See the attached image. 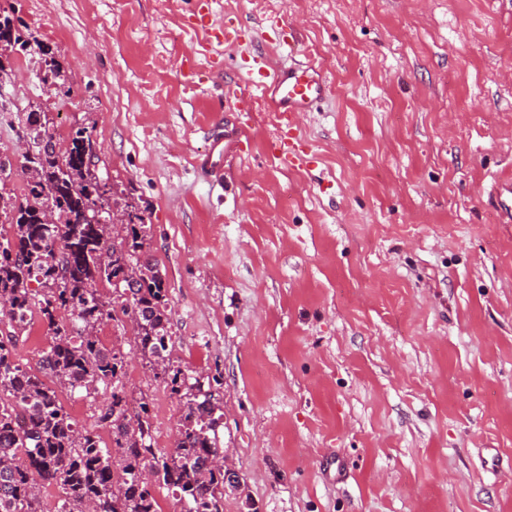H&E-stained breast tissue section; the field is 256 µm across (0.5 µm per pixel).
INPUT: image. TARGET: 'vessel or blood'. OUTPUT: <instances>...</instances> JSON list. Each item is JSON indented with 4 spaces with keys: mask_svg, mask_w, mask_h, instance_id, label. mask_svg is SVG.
Returning a JSON list of instances; mask_svg holds the SVG:
<instances>
[{
    "mask_svg": "<svg viewBox=\"0 0 512 512\" xmlns=\"http://www.w3.org/2000/svg\"><path fill=\"white\" fill-rule=\"evenodd\" d=\"M248 75L278 120L277 133L267 144L268 151L284 165H306V152L292 132L296 118L317 111L326 98L330 87L327 74L320 65L306 60L288 67L262 66L249 70Z\"/></svg>",
    "mask_w": 512,
    "mask_h": 512,
    "instance_id": "vessel-or-blood-1",
    "label": "vessel or blood"
}]
</instances>
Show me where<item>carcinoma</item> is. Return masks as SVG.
Masks as SVG:
<instances>
[{"label": "carcinoma", "instance_id": "carcinoma-1", "mask_svg": "<svg viewBox=\"0 0 512 512\" xmlns=\"http://www.w3.org/2000/svg\"><path fill=\"white\" fill-rule=\"evenodd\" d=\"M14 18L0 9V55L26 52ZM41 68L67 84L62 64L43 52ZM26 123L32 153L23 157L26 186L19 196L0 187V512H47L44 493L58 491L55 512H161L155 488L165 489L181 512H224V470L211 465L219 454L217 427L223 414L202 376L172 359L174 346L164 276L149 253L147 224L128 213L125 236L112 239V188L89 158L92 132L72 128L67 144L54 143L44 112ZM37 287H32V284ZM133 287L120 310L138 319L135 354L146 360L179 396L177 438L166 451L152 443L151 406L123 383L125 354L105 349L96 328L115 319L100 285ZM47 325L51 344L27 368L15 347L34 319ZM111 390L99 417L112 445L80 428L64 411L62 390ZM151 471L154 485L139 476Z\"/></svg>", "mask_w": 512, "mask_h": 512}]
</instances>
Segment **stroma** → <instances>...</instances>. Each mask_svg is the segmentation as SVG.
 <instances>
[{"mask_svg": "<svg viewBox=\"0 0 512 512\" xmlns=\"http://www.w3.org/2000/svg\"><path fill=\"white\" fill-rule=\"evenodd\" d=\"M27 55L0 75L1 179L21 194L30 108L91 130L118 209L149 226L182 368L217 377L240 486L224 512H512V0H0ZM330 93L296 121L309 163L270 157L248 84L282 23ZM242 29L223 49L215 25ZM70 94L43 83L41 51ZM241 96L227 92L228 85ZM240 152L203 171L220 110ZM151 400L155 447L181 405L98 330ZM94 429L110 402L65 391Z\"/></svg>", "mask_w": 512, "mask_h": 512, "instance_id": "stroma-1", "label": "stroma"}]
</instances>
